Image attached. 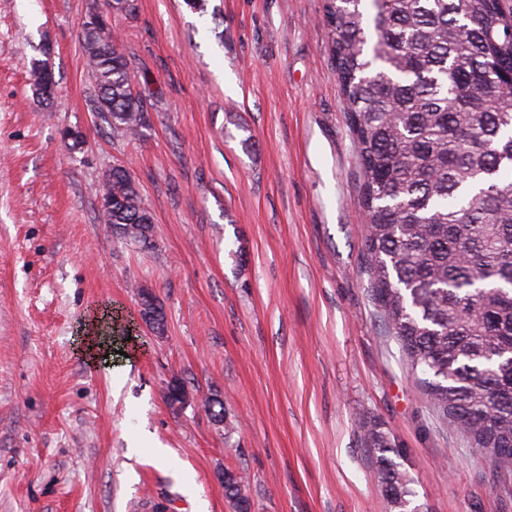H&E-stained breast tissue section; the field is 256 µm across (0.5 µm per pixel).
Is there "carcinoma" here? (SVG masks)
Instances as JSON below:
<instances>
[{
    "label": "carcinoma",
    "instance_id": "1",
    "mask_svg": "<svg viewBox=\"0 0 512 512\" xmlns=\"http://www.w3.org/2000/svg\"><path fill=\"white\" fill-rule=\"evenodd\" d=\"M325 23L363 170V264L375 305L442 427L512 496V10L502 0H327ZM95 111L138 135L148 113L105 28L80 24ZM47 61L31 85L44 97ZM99 209L112 233L152 246L154 218L129 168ZM424 377H419V374ZM382 508L408 512L386 434L364 430ZM245 479L224 496L249 512Z\"/></svg>",
    "mask_w": 512,
    "mask_h": 512
}]
</instances>
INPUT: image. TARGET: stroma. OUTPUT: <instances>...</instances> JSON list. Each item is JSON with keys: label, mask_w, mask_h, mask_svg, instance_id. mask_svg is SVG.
Returning a JSON list of instances; mask_svg holds the SVG:
<instances>
[{"label": "stroma", "mask_w": 512, "mask_h": 512, "mask_svg": "<svg viewBox=\"0 0 512 512\" xmlns=\"http://www.w3.org/2000/svg\"><path fill=\"white\" fill-rule=\"evenodd\" d=\"M103 4L0 0V512H234L227 470L246 476L251 512H378L371 425L411 512H512L371 298L325 0H134L112 15L148 107L134 138L92 108L79 24ZM44 58L46 104L30 84ZM116 164L153 214L152 249L98 219ZM144 291L163 329L138 319ZM107 308L113 352L93 368L80 347Z\"/></svg>", "instance_id": "35a3bbf8"}]
</instances>
